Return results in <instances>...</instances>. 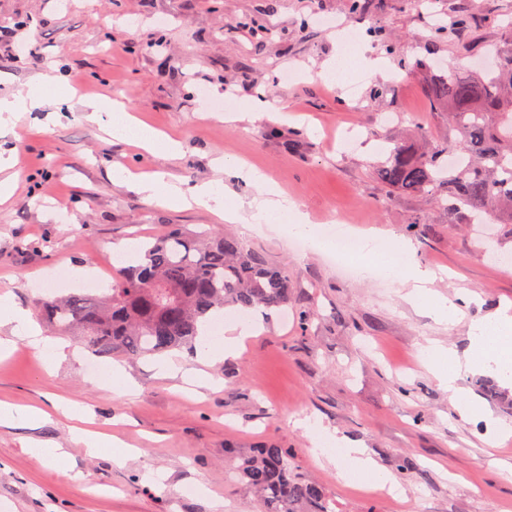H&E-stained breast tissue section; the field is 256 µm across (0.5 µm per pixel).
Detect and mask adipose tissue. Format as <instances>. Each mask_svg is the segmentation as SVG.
<instances>
[{
	"instance_id": "adipose-tissue-1",
	"label": "adipose tissue",
	"mask_w": 512,
	"mask_h": 512,
	"mask_svg": "<svg viewBox=\"0 0 512 512\" xmlns=\"http://www.w3.org/2000/svg\"><path fill=\"white\" fill-rule=\"evenodd\" d=\"M84 110L89 122L106 123L115 140H134L150 151L163 150L173 154L178 150L173 141L138 122L123 104L108 100H89L85 102ZM216 165L232 169L243 180L258 184L263 198L252 212H245L243 205L225 202L223 194L212 182L196 184L183 190L166 182L160 174L133 176L125 166L118 163L112 166V180L114 183L130 186L146 199L161 205L193 203L229 224H275L288 236L308 239L318 250L335 249V237L326 234L321 225L312 223L308 213L295 201L288 199L271 179L231 157L217 160ZM362 243L369 257V275L398 283L403 288L402 297L405 301L416 306H431L439 321H453L459 314L460 309L454 302L431 290L430 285L435 274L411 261L412 249L407 240L399 239L393 243L394 248L408 257L406 266L401 269L394 268L381 253L377 238L366 235L363 236ZM0 322L10 325L12 335L30 339L35 347L41 348L46 361H54L64 352L61 343L41 336L28 314L17 306L12 294L0 295ZM510 329L512 316L503 313L496 321H478L472 324L470 347L465 356H458L433 342L422 349L421 355L427 369L444 384L451 402L462 412L475 414L479 411L471 399L464 397L458 385L464 376L490 371L497 373L503 383L512 385V367L506 365L507 356L511 353L499 344L500 333ZM251 334L252 326L249 322L232 315L225 316L223 335L204 337L203 346L196 356L200 363L199 368H183L178 353L172 352L156 361L155 371L162 377L181 378L196 389L211 387L214 379L207 371L208 365L238 358L244 340ZM297 424L305 428L314 447L320 448L326 459H341L340 476L346 482L373 481L388 486L390 491H398L397 481L383 471L365 449L352 446L350 442L320 427L310 418L298 419Z\"/></svg>"
}]
</instances>
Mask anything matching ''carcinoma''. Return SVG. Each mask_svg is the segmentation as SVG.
<instances>
[{"instance_id":"1","label":"carcinoma","mask_w":512,"mask_h":512,"mask_svg":"<svg viewBox=\"0 0 512 512\" xmlns=\"http://www.w3.org/2000/svg\"><path fill=\"white\" fill-rule=\"evenodd\" d=\"M429 70V104L459 139L431 151L415 142L385 148L379 180L453 210L467 207L477 221L512 224V35L487 47L479 71ZM139 251L140 262L121 268L107 294L80 289L40 297V319L60 334H76L101 357L135 360L194 351L200 326L226 309L288 306L287 271L231 234L173 224L164 236L141 242ZM235 457L240 483L262 512H335L323 486L302 477L280 444Z\"/></svg>"}]
</instances>
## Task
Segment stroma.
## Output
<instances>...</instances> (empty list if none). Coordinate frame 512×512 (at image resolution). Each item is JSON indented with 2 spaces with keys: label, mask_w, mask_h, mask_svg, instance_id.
<instances>
[{
  "label": "stroma",
  "mask_w": 512,
  "mask_h": 512,
  "mask_svg": "<svg viewBox=\"0 0 512 512\" xmlns=\"http://www.w3.org/2000/svg\"><path fill=\"white\" fill-rule=\"evenodd\" d=\"M371 0L362 14L348 0H0V95L24 89L55 68L75 96L21 118L0 116V158L18 156L17 189L0 205V294L34 312L61 269L88 268L96 292L111 288L109 254L126 242L224 227L284 267L288 311L258 318L239 358L210 367L202 393L158 377L154 358L124 362L139 388L125 398L94 386L106 358L76 338L46 368L41 352L13 339L0 358V405L39 407L37 426L0 425V512H254L227 448L269 441L292 449L297 470L323 485L335 512H512V387L494 375L460 386L503 426L490 436L477 415L461 414L423 365L428 341L465 355L472 323L512 305V226L493 227L485 244L467 215L429 197L387 190L376 170L390 142L426 131L430 143L456 140L427 100L416 57L434 33L433 15L466 14L468 27L443 34L440 64L473 67L484 48L512 29V0ZM357 29L381 74L362 70L357 95L327 83L345 30ZM265 96L289 123H228L207 98L233 108ZM119 99L144 123L181 144L179 155L147 153L112 140L87 121L81 99ZM239 157L274 180L314 223H341L386 240L411 242L418 262L438 274L432 288L479 299L451 323L408 304L399 284L348 277L328 254L296 251L274 226L221 225L199 208L147 202L113 183L112 163L189 182L219 180L231 201L254 186L213 159ZM85 413L88 429L118 438L131 453L88 455L72 441L61 405ZM308 416L366 448L403 489L376 499L345 483L337 464L295 427ZM42 441L67 449V465L29 452Z\"/></svg>",
  "instance_id": "1"
}]
</instances>
